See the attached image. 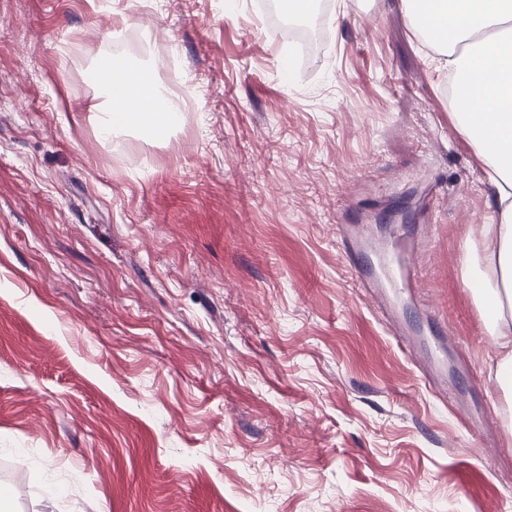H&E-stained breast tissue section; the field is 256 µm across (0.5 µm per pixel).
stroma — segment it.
Returning a JSON list of instances; mask_svg holds the SVG:
<instances>
[{
	"label": "stroma",
	"mask_w": 512,
	"mask_h": 512,
	"mask_svg": "<svg viewBox=\"0 0 512 512\" xmlns=\"http://www.w3.org/2000/svg\"><path fill=\"white\" fill-rule=\"evenodd\" d=\"M149 3L0 0V512H512L492 194L401 0H324L306 57L263 0ZM106 55L174 134L100 137ZM368 232L417 245L398 309Z\"/></svg>",
	"instance_id": "1"
}]
</instances>
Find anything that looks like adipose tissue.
I'll return each instance as SVG.
<instances>
[{
	"label": "adipose tissue",
	"instance_id": "1",
	"mask_svg": "<svg viewBox=\"0 0 512 512\" xmlns=\"http://www.w3.org/2000/svg\"><path fill=\"white\" fill-rule=\"evenodd\" d=\"M418 39L439 57L457 130L496 188V221L463 257L465 277H478L485 326L501 356L495 378L512 394V0H402ZM96 79L105 102L97 116L104 138L127 132L156 140L175 129L181 102L153 70L110 69Z\"/></svg>",
	"mask_w": 512,
	"mask_h": 512
}]
</instances>
